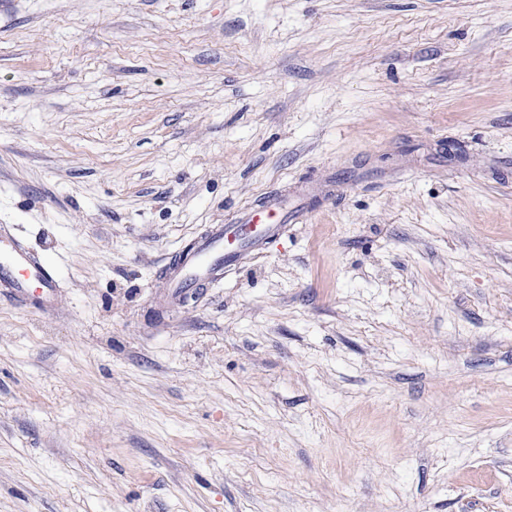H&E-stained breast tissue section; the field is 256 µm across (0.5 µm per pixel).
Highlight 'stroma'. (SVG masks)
Here are the masks:
<instances>
[{"mask_svg":"<svg viewBox=\"0 0 512 512\" xmlns=\"http://www.w3.org/2000/svg\"><path fill=\"white\" fill-rule=\"evenodd\" d=\"M0 224V512H512V0H0ZM287 195L270 192L241 212L233 224H211L185 261L168 264L165 288L174 298L193 288H207L224 279V272L240 265L249 249H258L300 219ZM56 273L30 253L8 224L0 225V295L16 301L36 292L39 308L51 311L58 295Z\"/></svg>","mask_w":512,"mask_h":512,"instance_id":"1","label":"stroma"}]
</instances>
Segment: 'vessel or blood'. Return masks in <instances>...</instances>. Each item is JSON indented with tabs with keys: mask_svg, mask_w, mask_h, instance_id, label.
I'll return each instance as SVG.
<instances>
[{
	"mask_svg": "<svg viewBox=\"0 0 512 512\" xmlns=\"http://www.w3.org/2000/svg\"><path fill=\"white\" fill-rule=\"evenodd\" d=\"M285 195L271 192L246 208L231 224L210 225L187 260L170 263L166 286L170 296L220 282L225 271L240 265L248 250L277 238L286 225L298 221ZM56 273L30 253L12 227L0 225V295L17 301L37 295L41 310L49 311L58 295Z\"/></svg>",
	"mask_w": 512,
	"mask_h": 512,
	"instance_id": "obj_1",
	"label": "vessel or blood"
}]
</instances>
